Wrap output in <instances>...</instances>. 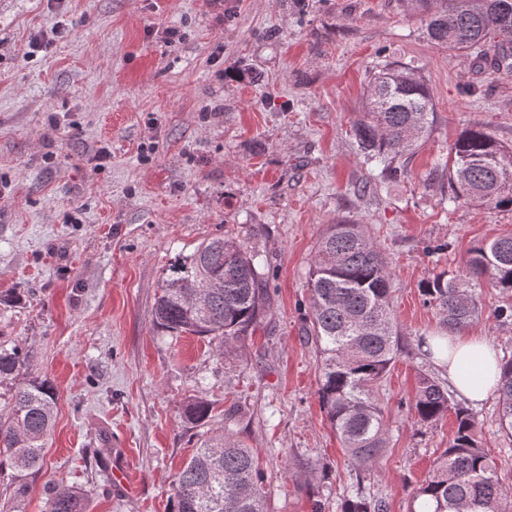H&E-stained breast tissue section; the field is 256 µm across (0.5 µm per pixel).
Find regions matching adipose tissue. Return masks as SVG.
<instances>
[{"label":"adipose tissue","mask_w":512,"mask_h":512,"mask_svg":"<svg viewBox=\"0 0 512 512\" xmlns=\"http://www.w3.org/2000/svg\"><path fill=\"white\" fill-rule=\"evenodd\" d=\"M446 369L453 388L470 402L484 401L496 388L499 362L489 342L480 336L426 337L420 347Z\"/></svg>","instance_id":"ef3b65f1"}]
</instances>
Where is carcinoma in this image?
Masks as SVG:
<instances>
[{"label": "carcinoma", "instance_id": "carcinoma-1", "mask_svg": "<svg viewBox=\"0 0 512 512\" xmlns=\"http://www.w3.org/2000/svg\"><path fill=\"white\" fill-rule=\"evenodd\" d=\"M426 13L429 39L450 51L474 55L485 69L512 67V0H417ZM434 113L429 87L415 70L386 63L365 91V111L354 136L366 162L397 172V157L423 143ZM448 202L512 207V150L476 125L454 143L448 160ZM160 287L155 326L171 335L208 338L217 354L248 336L266 313L267 264L254 246L222 237L203 241L177 258ZM512 292V234L474 246L464 269L427 281L423 295L450 331L479 316L474 288L479 280ZM312 337L320 346L319 400L356 468L371 467L386 443V424L376 389L400 352L391 309V274L375 243L359 224H332L321 236L308 272ZM24 359L0 346V386L16 377ZM499 425L512 435V358L500 363ZM12 411L0 418V475L11 471L14 499L44 468L53 427L56 392L35 377L10 388ZM415 417L429 424L454 411L456 431L448 448L415 495L411 512H512V493L498 477L476 435V420L438 379L419 378ZM211 413L202 400L190 404L187 420ZM46 512H87L78 487H44ZM174 512H269L265 473L242 441L205 436L176 475ZM340 512H387L385 501L361 487L342 495Z\"/></svg>", "mask_w": 512, "mask_h": 512}]
</instances>
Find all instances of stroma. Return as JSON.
<instances>
[{
  "label": "stroma",
  "instance_id": "1",
  "mask_svg": "<svg viewBox=\"0 0 512 512\" xmlns=\"http://www.w3.org/2000/svg\"><path fill=\"white\" fill-rule=\"evenodd\" d=\"M388 61L419 68L435 112L397 160L404 176L380 184L352 127ZM476 124L512 148V73L430 42L416 0H0V345L24 359L16 383L56 390L23 512H45L53 482L89 490V512H172L199 434L226 430L259 454L270 512H339L358 477L409 512L455 428L414 418L418 376L446 377L415 346L446 333L422 285L512 232V209L448 206L447 179L429 178ZM338 222L383 254L408 342L378 391L386 446L361 472L319 401L310 335L308 271ZM221 236L264 252L269 308L219 357L158 331L154 307L169 265ZM476 292L467 335L512 357V321L496 316L512 293ZM194 398L212 406L199 426ZM472 413L512 491L496 396Z\"/></svg>",
  "mask_w": 512,
  "mask_h": 512
}]
</instances>
